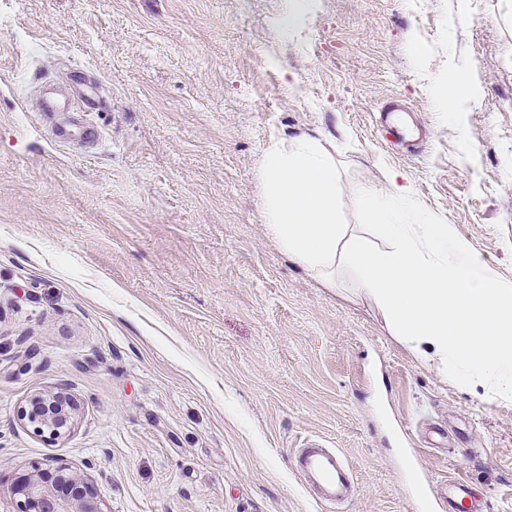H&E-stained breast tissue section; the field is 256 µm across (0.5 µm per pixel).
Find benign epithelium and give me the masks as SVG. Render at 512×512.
<instances>
[{"mask_svg": "<svg viewBox=\"0 0 512 512\" xmlns=\"http://www.w3.org/2000/svg\"><path fill=\"white\" fill-rule=\"evenodd\" d=\"M78 405L67 388L39 393L21 417L40 434L57 439L74 427ZM17 512H104L88 476L66 465L36 467L12 487Z\"/></svg>", "mask_w": 512, "mask_h": 512, "instance_id": "obj_1", "label": "benign epithelium"}]
</instances>
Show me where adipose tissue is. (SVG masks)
Segmentation results:
<instances>
[{"label":"adipose tissue","mask_w":512,"mask_h":512,"mask_svg":"<svg viewBox=\"0 0 512 512\" xmlns=\"http://www.w3.org/2000/svg\"><path fill=\"white\" fill-rule=\"evenodd\" d=\"M258 181L266 231L283 253L330 287L337 268L352 271L419 365L461 390L512 397V280L484 263L454 225L420 210L403 175L388 171L384 188L352 193L385 248L339 220L332 141L273 139Z\"/></svg>","instance_id":"ef3b65f1"}]
</instances>
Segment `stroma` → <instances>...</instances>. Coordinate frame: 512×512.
I'll list each match as a JSON object with an SVG mask.
<instances>
[{
	"label": "stroma",
	"instance_id": "35a3bbf8",
	"mask_svg": "<svg viewBox=\"0 0 512 512\" xmlns=\"http://www.w3.org/2000/svg\"><path fill=\"white\" fill-rule=\"evenodd\" d=\"M0 0V512L35 466L93 480L104 512H440L448 475L512 512V401L418 365L339 269L268 237L272 139L336 145L342 223L401 172L420 207L512 279V0ZM463 80L456 117L435 91ZM53 83L102 138L59 147ZM401 102L424 140L379 121ZM64 387L51 440L20 418ZM338 449L352 496L317 502L291 457ZM77 409L76 399L67 388L61 387L35 395L21 411V417L34 431L57 439L72 430Z\"/></svg>",
	"mask_w": 512,
	"mask_h": 512
}]
</instances>
